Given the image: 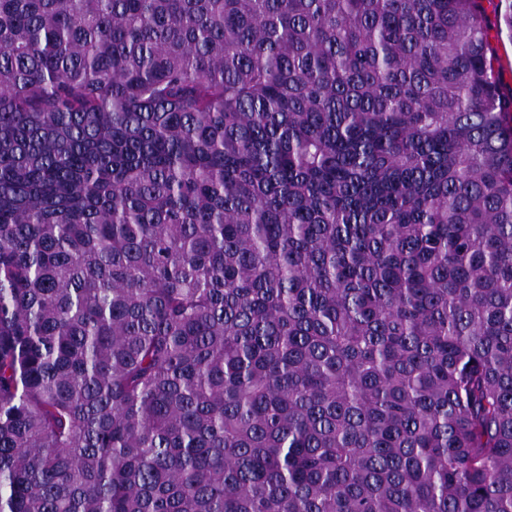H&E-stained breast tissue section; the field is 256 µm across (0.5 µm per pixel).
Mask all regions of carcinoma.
<instances>
[{
	"label": "carcinoma",
	"mask_w": 512,
	"mask_h": 512,
	"mask_svg": "<svg viewBox=\"0 0 512 512\" xmlns=\"http://www.w3.org/2000/svg\"><path fill=\"white\" fill-rule=\"evenodd\" d=\"M0 512H512L482 0H0Z\"/></svg>",
	"instance_id": "obj_1"
}]
</instances>
